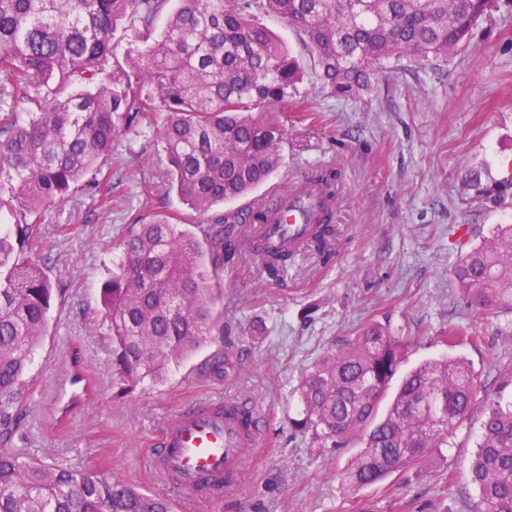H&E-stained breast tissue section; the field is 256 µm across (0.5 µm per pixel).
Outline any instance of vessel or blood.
<instances>
[{"mask_svg": "<svg viewBox=\"0 0 512 512\" xmlns=\"http://www.w3.org/2000/svg\"><path fill=\"white\" fill-rule=\"evenodd\" d=\"M325 205L321 185L304 181L280 194L266 224H247L248 239L267 252H298ZM266 419L244 397L182 405L168 415L151 452L156 481L186 501L215 500L239 485L256 448L263 445Z\"/></svg>", "mask_w": 512, "mask_h": 512, "instance_id": "obj_1", "label": "vessel or blood"}]
</instances>
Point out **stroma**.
<instances>
[{"label":"stroma","mask_w":512,"mask_h":512,"mask_svg":"<svg viewBox=\"0 0 512 512\" xmlns=\"http://www.w3.org/2000/svg\"><path fill=\"white\" fill-rule=\"evenodd\" d=\"M298 86L310 114L285 109L287 139L279 170L250 196L266 199L323 166L338 170L334 256L295 257L269 278L245 252L213 273L216 318L205 345L171 367L166 380L128 395L115 385L112 343L102 325L100 288L113 254L106 243L126 235L134 217L154 213L186 225L203 215L170 191L162 144L139 134L113 144L120 187L111 206L92 189L58 202L40 219L44 264L57 290L45 334L19 387L20 423L5 448L77 470H104L161 498L146 456L164 416L211 395H247L268 413V448L245 471L239 490L174 512H484L470 463L485 419V398L512 400V311H476L461 299L453 269L459 257L512 224V197L493 204L463 184L471 170L482 183L512 176V6L485 20L469 46L445 60L402 59L372 90L338 97L303 57ZM390 325L405 341L404 367L451 355L479 381L467 419L448 446L418 469L345 491L338 474L357 445L316 448L291 429L303 371L344 348L366 325ZM455 328L454 347L440 338ZM80 346L93 396L60 430L46 415L69 377L64 356ZM223 370L213 373V362Z\"/></svg>","instance_id":"obj_1"}]
</instances>
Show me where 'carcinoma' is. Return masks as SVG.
<instances>
[{
	"label": "carcinoma",
	"instance_id": "carcinoma-1",
	"mask_svg": "<svg viewBox=\"0 0 512 512\" xmlns=\"http://www.w3.org/2000/svg\"><path fill=\"white\" fill-rule=\"evenodd\" d=\"M169 0H0V436L18 426V387L46 326L53 283L31 254V216L82 185L112 203V144L149 120L164 143L167 181L207 216L208 249L162 214L135 222L102 288L118 391L162 382L207 341L216 289L208 266L238 251L242 213L214 205L250 193L280 167V120L303 78L299 59L251 9L295 28L323 84L340 97L371 91L403 57L446 59L467 46L499 0H178L151 40ZM134 31L147 47L115 61L112 34ZM77 85L70 94L67 87ZM336 202L338 174H312ZM468 187L495 202L477 172ZM333 210L312 225L305 246L323 259L335 237ZM266 256L271 277L291 260ZM453 275L463 300L484 312L512 310V224H497L463 255ZM403 340L373 323L304 370L293 426L318 448L360 449L341 472L354 494L448 445L472 408L477 376L444 355L405 372ZM471 478L485 512H512V403L488 401ZM0 512H171L168 501L94 471L48 465L0 449Z\"/></svg>",
	"mask_w": 512,
	"mask_h": 512
}]
</instances>
